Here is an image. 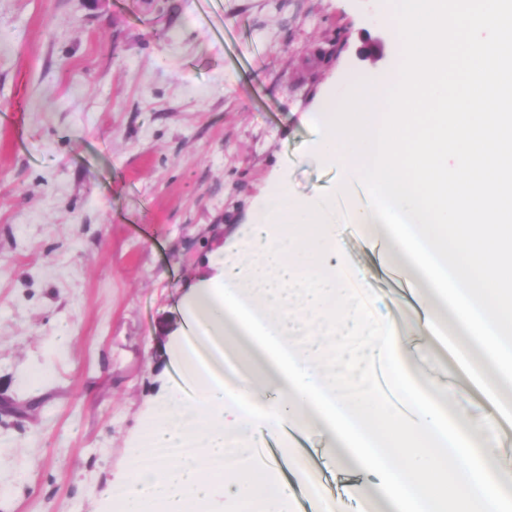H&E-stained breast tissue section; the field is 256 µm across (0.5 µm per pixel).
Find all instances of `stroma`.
<instances>
[{
  "label": "stroma",
  "instance_id": "35a3bbf8",
  "mask_svg": "<svg viewBox=\"0 0 512 512\" xmlns=\"http://www.w3.org/2000/svg\"><path fill=\"white\" fill-rule=\"evenodd\" d=\"M389 0H0V512H101L155 402L184 400L171 350L180 302L269 181L335 192L305 113L400 65ZM384 56L361 58L364 39ZM336 207V258L375 320L406 340L409 371L448 390L490 462L512 465V416L494 411L411 308L423 301L388 242ZM400 275L403 295L389 283ZM169 323L168 335L158 333ZM66 343H57L58 334ZM288 512H375L376 475L345 468L312 428L291 447Z\"/></svg>",
  "mask_w": 512,
  "mask_h": 512
}]
</instances>
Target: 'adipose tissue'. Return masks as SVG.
Masks as SVG:
<instances>
[{"label": "adipose tissue", "mask_w": 512, "mask_h": 512, "mask_svg": "<svg viewBox=\"0 0 512 512\" xmlns=\"http://www.w3.org/2000/svg\"><path fill=\"white\" fill-rule=\"evenodd\" d=\"M337 195L303 200L279 179L252 210L239 244L224 251L216 275L201 281L184 308L191 335L176 347L184 381L196 388L187 402H161L147 448L199 451L134 466L119 486L121 512H210L223 477L212 464L229 439L248 451L292 427L318 419L356 469L382 470L393 512H446L439 479L455 490V512H505L512 502V468H490L480 439L446 408L422 394L403 362V339L393 324L368 322L349 294L334 258L340 232L328 214ZM367 334L371 354L386 366L411 409L384 411L378 431L362 404L378 400L373 380L355 385L338 373L336 339L349 326ZM261 349L251 386L224 388V339Z\"/></svg>", "instance_id": "ef3b65f1"}]
</instances>
